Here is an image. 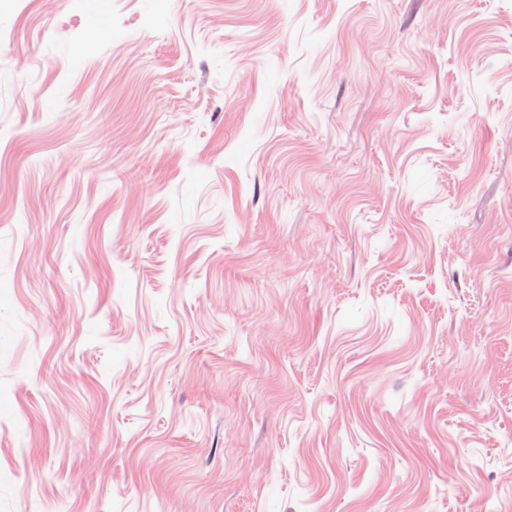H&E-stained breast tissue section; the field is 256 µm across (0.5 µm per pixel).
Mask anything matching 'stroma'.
<instances>
[{
	"instance_id": "obj_1",
	"label": "stroma",
	"mask_w": 512,
	"mask_h": 512,
	"mask_svg": "<svg viewBox=\"0 0 512 512\" xmlns=\"http://www.w3.org/2000/svg\"><path fill=\"white\" fill-rule=\"evenodd\" d=\"M0 512H512V0H0Z\"/></svg>"
}]
</instances>
